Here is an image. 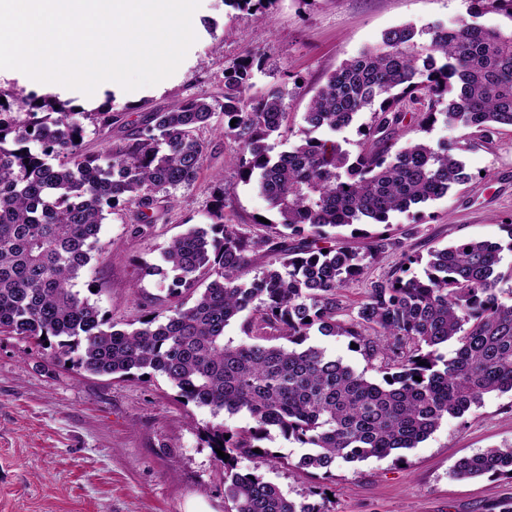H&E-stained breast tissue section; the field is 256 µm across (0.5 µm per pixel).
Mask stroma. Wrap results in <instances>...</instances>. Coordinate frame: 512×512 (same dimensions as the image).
I'll return each mask as SVG.
<instances>
[{"mask_svg":"<svg viewBox=\"0 0 512 512\" xmlns=\"http://www.w3.org/2000/svg\"><path fill=\"white\" fill-rule=\"evenodd\" d=\"M206 7V26L172 76L115 97L112 109L121 113L122 123L113 128V140L136 126L144 112L187 96L217 94L225 68L248 50L261 58L250 95L281 90L288 122L298 129L327 76L377 45L392 27L425 28L471 17L488 28L512 23L502 14L478 11L473 0H274L262 15L228 0H206ZM0 87L52 91L89 110L105 101L103 89L88 97L12 69H0ZM212 146L197 179L177 189L179 205L168 222L135 235L129 216L107 211L102 250L93 255L77 288L118 327L166 299L170 279H141L137 268L160 264L174 236L207 223L215 173H223L232 186L224 200L226 219L242 231L261 233L257 220L269 212L252 185L238 179V144L216 136ZM459 157L466 183L441 199L392 213L387 223L364 225L362 232L337 229V244L361 251L368 237L387 234L401 242V251L424 257L463 240L504 239L503 227L512 223V127L498 128L460 150ZM401 251L370 261L345 292L344 315L355 313L371 282L393 270ZM308 342L378 379L376 361L353 349L348 337L315 331ZM214 422L209 408L184 402L162 375L97 376L59 360L53 347L0 335V512H185L194 498L212 512H228L224 466L203 439L205 427ZM262 445L275 454V462L261 466L242 457L238 472H258L289 498L318 503L324 512H503L512 504V478L460 479L452 473L461 457L512 446V392L487 394L480 406L445 418L417 447L382 459L340 461L327 474L300 467L302 449L278 430H271Z\"/></svg>","mask_w":512,"mask_h":512,"instance_id":"stroma-1","label":"stroma"}]
</instances>
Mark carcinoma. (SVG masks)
<instances>
[{"instance_id":"obj_1","label":"carcinoma","mask_w":512,"mask_h":512,"mask_svg":"<svg viewBox=\"0 0 512 512\" xmlns=\"http://www.w3.org/2000/svg\"><path fill=\"white\" fill-rule=\"evenodd\" d=\"M427 33L426 45L418 38ZM257 56L245 52L224 70L219 96L193 95L142 116L121 142L110 143L121 113L114 94L87 110L47 92L0 88V335L54 340L58 357L98 376L133 370L159 373L184 401L214 415L244 411L248 429L219 422L204 441L225 453L224 493L231 512H321L285 496L257 474L236 472L271 428L306 449L300 464L330 472L338 460L385 458L416 447L449 416L484 395L512 391V304L499 302L507 245L460 241L422 257L402 253L401 265L371 283L348 320L342 292L366 260L400 243L377 237L366 251L325 248L329 228L384 224L393 212L444 197L468 181L456 151L424 138L399 144L406 132L403 103L428 100L412 115L419 131L443 119L485 135L512 127V28H485L465 19L423 32L412 24L384 32L379 45L344 61L317 89L292 142L283 96H247ZM371 112L357 128L355 155L330 137ZM224 124L215 125L217 114ZM235 125H230L231 120ZM88 122L103 147L85 144ZM210 129L242 150L238 177L251 183L277 220L251 236L224 222L223 174L208 211L210 223L174 237L162 265L140 274L174 273L170 295L191 293L148 311L138 326L118 329L75 290L100 241L104 208L131 213L138 234L176 206L173 191L193 183L208 155ZM322 132L313 137L311 133ZM38 142L34 152L29 143ZM267 265L251 279L253 255ZM425 263L424 276L404 266ZM240 321L247 340L224 341ZM346 336L370 359L381 380H369L306 341L312 329ZM285 340L288 345H272ZM457 347L449 358L440 347ZM421 380H416V377ZM461 479L512 475V448H487L458 459Z\"/></svg>"}]
</instances>
